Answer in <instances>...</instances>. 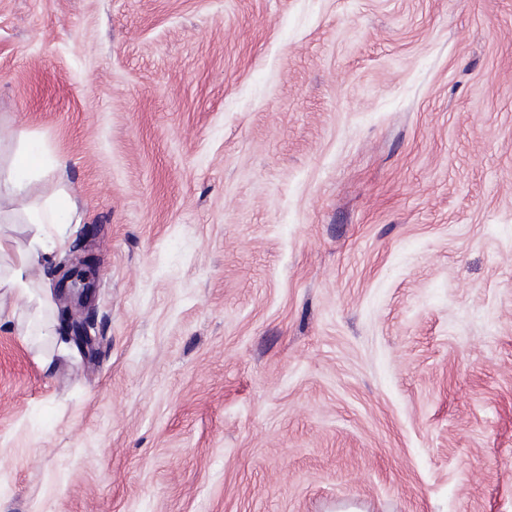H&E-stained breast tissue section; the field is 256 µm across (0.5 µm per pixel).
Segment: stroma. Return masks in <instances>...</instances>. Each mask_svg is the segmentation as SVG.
I'll return each instance as SVG.
<instances>
[{
	"instance_id": "stroma-1",
	"label": "stroma",
	"mask_w": 512,
	"mask_h": 512,
	"mask_svg": "<svg viewBox=\"0 0 512 512\" xmlns=\"http://www.w3.org/2000/svg\"><path fill=\"white\" fill-rule=\"evenodd\" d=\"M95 341L0 327V512H512V0H0Z\"/></svg>"
}]
</instances>
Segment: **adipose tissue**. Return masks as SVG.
<instances>
[{
  "instance_id": "ef3b65f1",
  "label": "adipose tissue",
  "mask_w": 512,
  "mask_h": 512,
  "mask_svg": "<svg viewBox=\"0 0 512 512\" xmlns=\"http://www.w3.org/2000/svg\"><path fill=\"white\" fill-rule=\"evenodd\" d=\"M62 171V162L48 163L27 141L10 166L0 170V290L7 291L14 308L33 303L47 312L53 308L51 287L36 271L68 250L67 227L76 221L77 205L62 188L40 201L31 200L30 194L35 182L55 178ZM18 217L32 232L25 244L8 229Z\"/></svg>"
}]
</instances>
